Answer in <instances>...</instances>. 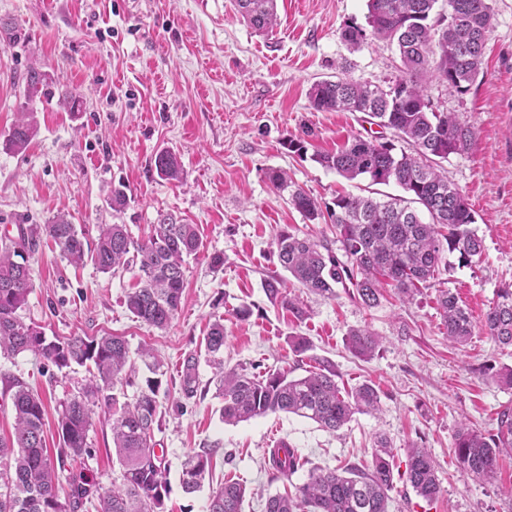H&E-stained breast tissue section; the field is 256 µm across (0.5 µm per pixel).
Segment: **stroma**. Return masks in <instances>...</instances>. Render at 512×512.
Here are the masks:
<instances>
[{
    "label": "stroma",
    "mask_w": 512,
    "mask_h": 512,
    "mask_svg": "<svg viewBox=\"0 0 512 512\" xmlns=\"http://www.w3.org/2000/svg\"><path fill=\"white\" fill-rule=\"evenodd\" d=\"M494 28L488 36L484 76L463 95L446 83L427 85L431 107L455 112L472 125L471 150L450 155L443 167L464 195L485 238L481 260L459 264L446 257L430 287L412 302L386 292L366 309L351 288L332 299L310 294L287 279L289 296L300 298L307 316L272 303L262 282L281 273L274 235L286 227L299 235L335 239L324 220L309 222L276 193L272 170L287 171L293 187L320 205L340 194H367L364 179L348 181L313 159L333 153L354 137L384 136L395 150L407 145L380 132L361 112H319L310 86L344 75L385 85L399 79L396 46L367 40L354 47L341 37L349 24H364L366 0H277L278 24L260 34L236 13L233 0H0V141L16 113H32L36 134L20 153L0 149V241L17 237L18 225L44 224L69 214L88 240L104 224L127 225L132 238L146 239L159 213L197 225L203 247L189 258L181 306L163 330L130 314L124 297L136 282L134 270L99 272L93 264L73 266L52 243H41L30 259L34 288L22 312L46 336L123 337L130 350L148 346L162 358L169 395L155 440L170 469L165 512H206L209 495L224 480L244 482L243 512H263L269 496L295 493L311 472L370 463L378 437L396 448L405 466L407 448H428L441 491L419 497L405 476L394 478L389 512H512V459L488 480L464 477L454 454L460 423L489 431L512 389L495 382L512 366V348H499L483 331L469 343H449L437 310L439 289L456 294L475 322H482L499 288L512 285V0H492ZM19 30L9 38L8 28ZM45 73L49 91L29 95L22 80L29 66ZM79 93L71 109L65 92ZM306 135L307 151L290 152L287 138ZM176 154L181 181L160 179L157 152ZM125 185L128 205L112 210V188ZM224 255L212 270L211 254ZM248 307L241 320L236 309ZM223 317L224 367L288 371L292 376L325 364L341 390L363 383L379 391L378 414H357L336 432L288 413L235 425L220 416L213 369L202 345L208 325ZM369 327L381 338L371 359L346 346L351 329ZM306 337L307 351L288 345ZM197 360L198 388L185 396L181 371ZM87 376L64 374L25 352L0 356V438L13 431L10 379L17 378L46 399V446L57 456L56 406L65 391ZM95 409L90 453L65 464L61 483L73 477L110 487L119 474L112 436ZM291 443L305 460L289 477H274L269 450ZM210 450L212 479L186 493L180 483L188 452Z\"/></svg>",
    "instance_id": "stroma-1"
}]
</instances>
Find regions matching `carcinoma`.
<instances>
[{"mask_svg": "<svg viewBox=\"0 0 512 512\" xmlns=\"http://www.w3.org/2000/svg\"><path fill=\"white\" fill-rule=\"evenodd\" d=\"M438 0H368L367 23L377 41L396 45L403 76L385 87L338 77L315 82L310 103L319 111L364 112L377 126L393 131L412 147L394 153L393 145L355 137L334 153L314 160L347 180L367 178L373 184L396 183L402 198L376 199L358 195L336 197L324 210L336 231L343 257L327 243L300 237L284 227L274 237L280 266L310 293L336 296V288L351 285L354 297L367 309L378 306L383 289H394L399 299L411 301L419 285L435 278L445 254L457 253L468 265L482 257L484 236L473 228L476 218L460 190L443 175L441 162L471 148L475 131L455 112H436L426 85L438 79L448 89L466 94L484 75L483 57L494 24L490 0H447L448 14L435 11ZM238 13L256 31L276 25V0H235ZM28 94L44 92L45 77L31 66L23 75ZM36 131L29 112L19 113L3 141V150L27 147ZM159 178L178 181L183 169L177 156L163 150L154 158ZM290 202L310 222L322 217L320 205L300 189ZM54 243L75 266L88 262L102 273L138 267L137 283L124 299L126 309L141 322L166 328L181 306L186 260L203 247L197 225L177 216L158 214L151 235L143 241L131 237L124 224H104L94 246L66 214L45 224L20 228L18 238L0 245V354L6 357L32 352L58 369L84 367L85 382L59 402L57 432L60 456L75 461L88 449L93 407L103 408L112 433V449L120 475L112 486L72 481L63 500L58 494L59 472L46 453L45 403L39 393L18 379L11 388L14 432L0 439V512H73L97 501V512H163L168 493V469L157 454L155 428L160 426L159 400L164 364L152 349L139 350L150 372L133 398L118 402L114 390L133 386L138 376L128 344L120 336H55L51 339L25 322L21 311L33 288L29 258L41 237ZM267 297L301 318L305 311L284 289V281H264ZM438 308L448 340L464 345L475 326L468 308L447 289L439 290ZM485 333L500 347H512V287L498 290L484 317ZM205 350L215 369L217 392L222 396V420L237 424L269 414L290 413L336 432L357 414L379 410L374 385L363 383L342 392L335 371L318 368L301 377L287 372L249 373L224 370V318L209 325ZM378 337L367 328L348 333L347 348L359 358L372 357ZM196 363L190 358L182 371V388L194 393ZM512 454V405L500 406L496 428L482 433L462 425L456 434L455 454L463 476L487 480L497 472L503 454ZM272 467L283 476L301 466V456L287 442L271 451ZM394 454L388 440H377L372 463L366 469L314 472L297 487L295 495L267 498L264 512H389L393 489ZM212 474L211 453L194 452L182 464L185 492L198 491ZM408 481L429 502L440 484L429 451L408 449ZM246 486L227 480L210 497L207 512H242Z\"/></svg>", "mask_w": 512, "mask_h": 512, "instance_id": "carcinoma-1", "label": "carcinoma"}]
</instances>
